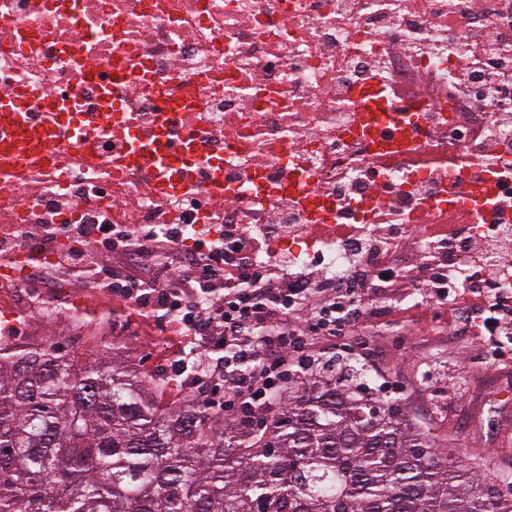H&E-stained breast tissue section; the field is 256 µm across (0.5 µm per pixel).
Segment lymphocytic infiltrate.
Instances as JSON below:
<instances>
[{"mask_svg":"<svg viewBox=\"0 0 512 512\" xmlns=\"http://www.w3.org/2000/svg\"><path fill=\"white\" fill-rule=\"evenodd\" d=\"M184 231L180 224H82L78 238L91 241L92 252L74 251L63 258L72 269L91 264L123 311L125 325L138 336H158L154 358L167 363L171 374L160 391L163 400L179 402L191 391L203 390L211 407L227 412L263 413L272 406L293 369H312L319 342L354 337L355 358L367 357L360 341L368 294L367 279L393 284L400 280L394 251L383 250L373 265H363L369 244L354 233L345 241L360 263L349 282H321L294 267L278 270L272 260H254L245 230L210 240L208 229L193 236L195 263L184 266L173 255L176 281L143 260L145 252H169ZM136 253L131 269L115 272L98 266L96 249ZM503 279L483 276L480 283L451 287L444 270L430 274L420 303L401 309L403 321L423 327L436 322L449 334H464L489 347L493 357L512 345V308L499 297ZM209 295V305L193 299ZM220 350L224 361L213 364L209 352Z\"/></svg>","mask_w":512,"mask_h":512,"instance_id":"f902f5d3","label":"lymphocytic infiltrate"}]
</instances>
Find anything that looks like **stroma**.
<instances>
[{
	"label": "stroma",
	"instance_id": "35a3bbf8",
	"mask_svg": "<svg viewBox=\"0 0 512 512\" xmlns=\"http://www.w3.org/2000/svg\"><path fill=\"white\" fill-rule=\"evenodd\" d=\"M363 334L378 364L367 373L370 393L398 400L449 451L512 474V382L500 376L480 347L447 343L434 328L420 329L396 317L366 321ZM425 362L436 369L454 368L465 379L466 391H454L441 380L423 382Z\"/></svg>",
	"mask_w": 512,
	"mask_h": 512
}]
</instances>
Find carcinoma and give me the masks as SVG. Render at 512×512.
Listing matches in <instances>:
<instances>
[{"label": "carcinoma", "mask_w": 512, "mask_h": 512, "mask_svg": "<svg viewBox=\"0 0 512 512\" xmlns=\"http://www.w3.org/2000/svg\"><path fill=\"white\" fill-rule=\"evenodd\" d=\"M0 512H512V486L330 373L233 423L57 339L0 347Z\"/></svg>", "instance_id": "cac0c4a2"}]
</instances>
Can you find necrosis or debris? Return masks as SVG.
I'll list each match as a JSON object with an SVG mask.
<instances>
[{
	"label": "necrosis or debris",
	"instance_id": "obj_1",
	"mask_svg": "<svg viewBox=\"0 0 512 512\" xmlns=\"http://www.w3.org/2000/svg\"><path fill=\"white\" fill-rule=\"evenodd\" d=\"M470 36L512 60V0H0V112L21 93L26 112L122 117L0 166V223L19 233L0 266V345L41 346L29 323L68 322L140 358L111 310L84 317L88 292L29 290L74 249L73 224H249L271 254L336 282L353 276L344 229L420 240L463 218L495 264L512 252L511 223L487 236L489 213L512 214V123L479 139L461 115L512 113V93L491 71L465 76ZM162 119L192 150L164 173L124 135ZM35 224L57 243L34 263Z\"/></svg>",
	"mask_w": 512,
	"mask_h": 512
}]
</instances>
